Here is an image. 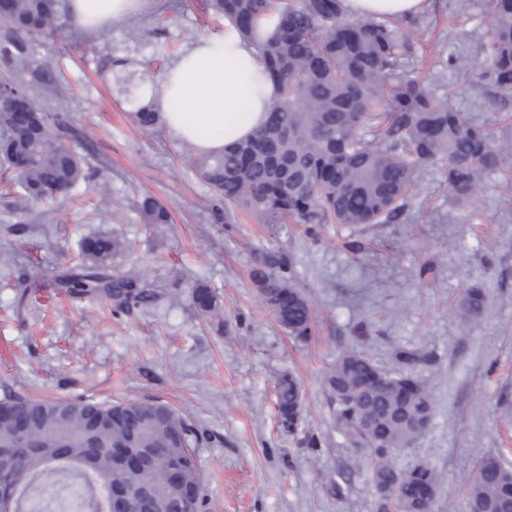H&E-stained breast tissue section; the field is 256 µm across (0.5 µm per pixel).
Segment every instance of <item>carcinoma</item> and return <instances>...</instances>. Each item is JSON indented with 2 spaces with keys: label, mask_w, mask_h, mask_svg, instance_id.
<instances>
[{
  "label": "carcinoma",
  "mask_w": 512,
  "mask_h": 512,
  "mask_svg": "<svg viewBox=\"0 0 512 512\" xmlns=\"http://www.w3.org/2000/svg\"><path fill=\"white\" fill-rule=\"evenodd\" d=\"M242 38L255 43L278 98L266 123L232 150L198 155L193 168L224 201V223H234L229 205L245 206L298 224H397L406 211L420 169L448 164V193L460 204L477 196L486 174L512 166V149L498 145L505 130L477 123L439 96L405 61L410 32L391 20L347 16L342 0H208ZM488 56L475 65L467 56L442 50L435 74L448 69L467 83L492 92L501 108L512 107V0H488ZM58 0H0V21L30 39L54 31ZM131 98L142 89L134 74L115 76ZM27 102L16 112L0 103V162L14 171L29 202L65 195L89 177L84 159L63 140L72 125L31 98L20 80L3 87ZM133 118L144 129L161 124L159 112L142 102ZM144 224H167L157 199L137 204ZM120 242L107 235L82 241L84 260L64 267L57 287L81 298L104 297L115 315L145 307L152 298L144 274L108 273ZM264 307L289 335L311 336L313 307L297 287L288 255L273 250L251 269ZM191 300L204 317H216L221 301L205 283L192 286ZM484 304L467 293L464 318ZM394 366L382 369L354 349L339 353L324 379L337 430L367 447L379 512H434L443 476L430 463L401 470L393 455L427 431L433 396L412 367L424 360L415 347H400ZM280 423L295 433L302 416L299 384L290 373L276 385ZM26 426L20 441L18 425ZM198 433L186 417L152 397L95 401L38 399L5 389L0 394V512H42L36 491L58 477L81 492L84 512H103L110 488L148 498L153 512H184L178 492L190 491L189 512H205L203 478L192 449ZM129 451L141 463L121 466L116 453ZM467 512H502L512 502V468L495 450L479 456L465 491Z\"/></svg>",
  "instance_id": "1"
}]
</instances>
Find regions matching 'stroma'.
<instances>
[{"label":"stroma","mask_w":512,"mask_h":512,"mask_svg":"<svg viewBox=\"0 0 512 512\" xmlns=\"http://www.w3.org/2000/svg\"><path fill=\"white\" fill-rule=\"evenodd\" d=\"M407 59L429 71L435 45L479 60L488 40L484 0H426ZM61 4L52 34L25 39L21 77L30 95L77 131L67 146L93 177L68 198L26 205L16 176L0 166V386L46 398L156 397L197 430L194 451L207 512H378L364 450L336 430L323 379L342 349L366 350L385 367L395 347L422 350L414 369L433 394L427 432L395 458L406 470L424 461L444 481L438 504L465 512V490L482 451L500 449L512 467V166L491 171L464 207L448 197L446 166L430 163L400 224L270 223L224 206L192 168L189 144L165 127L143 130L115 88L114 60L161 80L156 58L175 61L198 39L223 38L224 22L207 0H147L100 31L72 35ZM436 94L472 120L500 115L492 93L435 78ZM151 195L167 224L141 223L134 204ZM107 233L124 248L111 266L149 270L146 308L117 318L104 298L61 293L56 272L79 261L82 239ZM269 249L290 257L297 286L311 302L316 334L289 336L261 303L249 271ZM204 281L223 303V327L189 300ZM487 295L468 326L458 313L468 289ZM298 380L305 406L298 434L278 424L274 385ZM322 442L310 448L300 438Z\"/></svg>","instance_id":"1"}]
</instances>
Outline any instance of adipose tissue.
I'll return each mask as SVG.
<instances>
[{
    "label": "adipose tissue",
    "mask_w": 512,
    "mask_h": 512,
    "mask_svg": "<svg viewBox=\"0 0 512 512\" xmlns=\"http://www.w3.org/2000/svg\"><path fill=\"white\" fill-rule=\"evenodd\" d=\"M139 0H69L75 22L91 30L122 19ZM353 16L399 21L423 11L425 0H344ZM278 97L256 48L225 25L220 40L203 38L162 77L158 107L177 139L222 150L264 123Z\"/></svg>",
    "instance_id": "1"
}]
</instances>
